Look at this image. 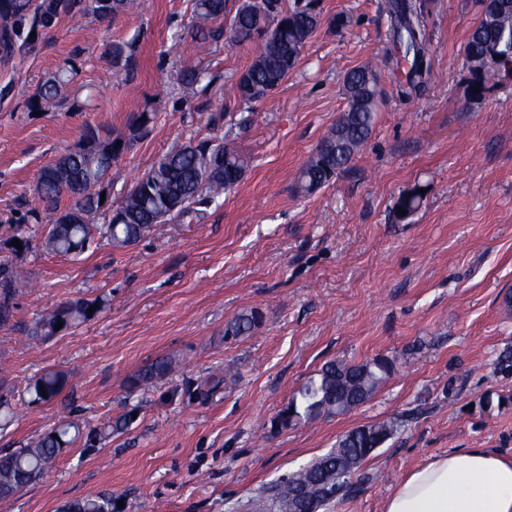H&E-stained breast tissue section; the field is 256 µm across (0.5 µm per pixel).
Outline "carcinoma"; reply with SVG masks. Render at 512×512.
<instances>
[{
	"instance_id": "obj_1",
	"label": "carcinoma",
	"mask_w": 512,
	"mask_h": 512,
	"mask_svg": "<svg viewBox=\"0 0 512 512\" xmlns=\"http://www.w3.org/2000/svg\"><path fill=\"white\" fill-rule=\"evenodd\" d=\"M502 10L496 14L481 11L479 21L470 30L465 56L479 68L469 70L471 97L480 99L487 85L497 78L495 57L512 60V0H500ZM138 7V0H0V58L11 59L15 52L35 47L39 33L55 26L59 19L94 15L100 18ZM226 0H194L196 41L206 48L221 34L210 24L224 20ZM426 0H389L392 40L401 55L392 60L396 67L408 64L403 96L421 88L425 60L424 15ZM320 0H245L231 17L235 42L260 41L261 53L247 69L246 81L236 85V98L248 110L277 90L296 68L302 49L321 24ZM36 35H31V32ZM103 57L114 67L129 65L131 46L120 42L104 44ZM78 74L76 59L71 58L56 73L35 89L27 99L30 112H48L71 104L86 109L95 101L90 87L84 99L64 95V89ZM349 100L347 109L336 124L313 149L301 167L296 189L310 194L329 184L345 171L372 134L376 123L380 90L374 67L367 64L349 70L344 77ZM102 129H86L81 144L62 155L41 172L36 194L44 203L49 217L73 220L50 229L44 238L45 248L55 254L76 255L84 252L99 238L114 248H124L138 241L160 224L182 220L194 213L191 205L210 203L235 187L248 167L244 156L222 140H199L173 149L159 158L131 186L116 213L104 224L90 223L99 210L103 183L112 169V159L128 147L127 139ZM67 193L74 204L59 209V198ZM424 194L413 187L403 193L396 206L406 210L399 216L404 222L422 204ZM24 271L4 262L0 264V324L12 316L19 284ZM98 299H76L58 305L42 316L33 334L35 339L54 336L91 319L88 312ZM62 327H57V323ZM261 322L257 311L236 317L226 333L242 336ZM173 368L169 359H159L146 366L133 380L147 386ZM394 362L375 357L363 363L330 361L316 377L309 380L279 412L283 428L319 417H333L368 401L391 375ZM66 384V375L48 370L32 379L26 388L33 403L56 400ZM402 421L383 420L357 427L336 440L335 448L307 466L263 488L251 498L249 512H324L340 498L357 496L375 479L365 468L372 453L382 447L397 431ZM97 440L101 434L90 429L83 432L78 421H68L43 434L32 444L0 455V502L9 500L16 491L35 482L53 467L64 447L80 436ZM111 497L97 495L65 504L62 512H112Z\"/></svg>"
}]
</instances>
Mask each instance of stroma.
Segmentation results:
<instances>
[{
  "mask_svg": "<svg viewBox=\"0 0 512 512\" xmlns=\"http://www.w3.org/2000/svg\"><path fill=\"white\" fill-rule=\"evenodd\" d=\"M387 0H321L323 20L301 60L267 99L240 112L237 76L258 43L222 36L198 55L193 0H141L139 11L62 19L35 50L0 62V240L35 202L40 170L86 126L124 132L155 114L116 158L107 207L172 148L221 139L251 159L242 181L194 220L139 243L97 241L82 255L46 252V224H29V249L0 248L30 282L0 324V393L14 415L0 449L19 448L69 417L87 426L127 419L95 446L77 440L6 512H59L106 494L112 512H242L262 486L334 448L344 433L388 418L403 424L368 460L376 475L329 512H383L395 485L428 459L461 448L512 457V375L494 370L512 348V78L470 99L465 44L480 0H428L429 73L420 94L399 96L386 62ZM108 41L131 43L128 67L102 58ZM77 58L75 86L93 108L33 115L36 86ZM375 61L380 88L373 132L348 169L309 196L295 179L347 107L348 69ZM205 68L208 89L183 88ZM426 193L406 221L394 206ZM97 298L100 311L66 332L32 340L60 303ZM260 311L252 332L225 336L239 314ZM394 361L367 402L348 413L275 427L278 412L332 360ZM175 369L148 390L131 380L155 359ZM68 375L52 403L23 390L43 371Z\"/></svg>",
  "mask_w": 512,
  "mask_h": 512,
  "instance_id": "stroma-1",
  "label": "stroma"
}]
</instances>
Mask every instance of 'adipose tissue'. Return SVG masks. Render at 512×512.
Instances as JSON below:
<instances>
[{"label":"adipose tissue","mask_w":512,"mask_h":512,"mask_svg":"<svg viewBox=\"0 0 512 512\" xmlns=\"http://www.w3.org/2000/svg\"><path fill=\"white\" fill-rule=\"evenodd\" d=\"M383 512H512V457L453 449L410 471Z\"/></svg>","instance_id":"1"}]
</instances>
